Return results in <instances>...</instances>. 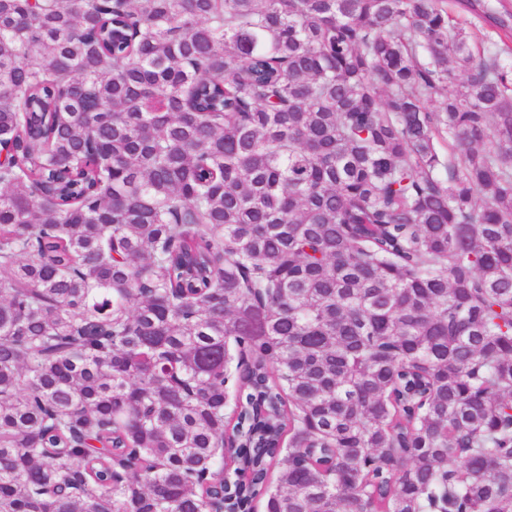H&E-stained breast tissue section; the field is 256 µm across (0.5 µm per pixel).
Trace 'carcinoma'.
<instances>
[{"label":"carcinoma","mask_w":512,"mask_h":512,"mask_svg":"<svg viewBox=\"0 0 512 512\" xmlns=\"http://www.w3.org/2000/svg\"><path fill=\"white\" fill-rule=\"evenodd\" d=\"M473 8L0 0V512H512Z\"/></svg>","instance_id":"1"}]
</instances>
